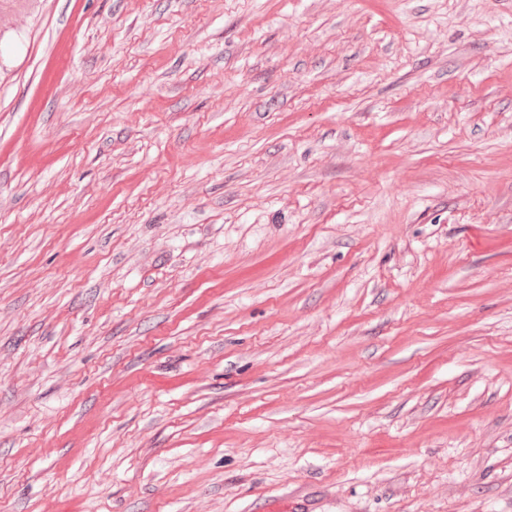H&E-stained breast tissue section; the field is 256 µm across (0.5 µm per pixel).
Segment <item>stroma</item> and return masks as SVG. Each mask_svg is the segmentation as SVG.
<instances>
[{
    "label": "stroma",
    "instance_id": "stroma-1",
    "mask_svg": "<svg viewBox=\"0 0 512 512\" xmlns=\"http://www.w3.org/2000/svg\"><path fill=\"white\" fill-rule=\"evenodd\" d=\"M512 512V0L0 7V512Z\"/></svg>",
    "mask_w": 512,
    "mask_h": 512
}]
</instances>
